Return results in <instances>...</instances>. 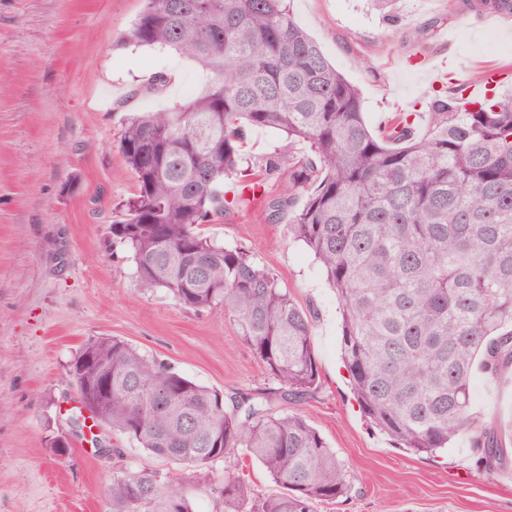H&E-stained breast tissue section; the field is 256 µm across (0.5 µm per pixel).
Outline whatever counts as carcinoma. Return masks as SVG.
<instances>
[{
    "mask_svg": "<svg viewBox=\"0 0 512 512\" xmlns=\"http://www.w3.org/2000/svg\"><path fill=\"white\" fill-rule=\"evenodd\" d=\"M512 0H448L481 12ZM123 45L173 49L208 78L169 110L133 112L118 150L136 191L112 224L139 288H164L187 309L222 307L294 403L319 386L311 313L249 251L203 235L263 187L243 175V144L279 131L283 149L258 165L284 176L269 208L288 206L290 236L313 253L341 310L344 364L370 425L396 448L433 456L464 435L492 471L498 436L473 412L475 365L512 367V96L466 106L462 90L399 112L374 133L361 93L296 21L290 0H145ZM302 145L305 151L296 152ZM81 392L112 379L102 417L148 454L196 476L224 462V512H315L347 495L349 478L320 432L297 413L200 385L116 337L88 340L69 365ZM282 489L252 494L237 450ZM190 477L123 465L112 512H193Z\"/></svg>",
    "mask_w": 512,
    "mask_h": 512,
    "instance_id": "carcinoma-1",
    "label": "carcinoma"
}]
</instances>
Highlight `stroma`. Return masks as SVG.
Returning <instances> with one entry per match:
<instances>
[{
  "instance_id": "obj_1",
  "label": "stroma",
  "mask_w": 512,
  "mask_h": 512,
  "mask_svg": "<svg viewBox=\"0 0 512 512\" xmlns=\"http://www.w3.org/2000/svg\"><path fill=\"white\" fill-rule=\"evenodd\" d=\"M143 0H0V512H112L115 461L70 423L77 390L68 367L87 340L120 338L209 388L254 399L277 383L223 308L187 309L162 288L139 290L112 241L116 210L136 186L116 143L132 112L167 110L199 93V66L165 47L123 46ZM296 21L356 85L366 123L422 112L435 89L428 66L457 79L507 70L512 27L450 12L446 0H400L388 22L370 0H292ZM160 91L149 92L155 75ZM290 212L250 202L202 225L205 236L251 251L299 306L313 312L320 383L291 412L319 430L352 484L316 512H512V369L473 374L482 425L502 426L505 467L479 466L469 438L437 457L393 447L361 414L341 355V319L319 264L288 235ZM125 465L166 476L177 463L126 436ZM69 444L59 455L55 440Z\"/></svg>"
}]
</instances>
